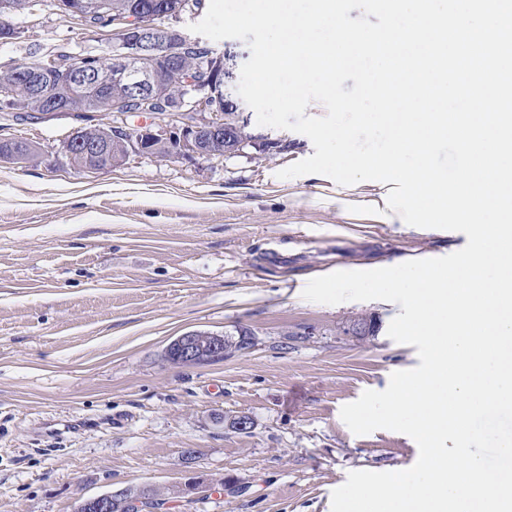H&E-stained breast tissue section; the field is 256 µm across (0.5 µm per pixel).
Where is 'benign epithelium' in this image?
Segmentation results:
<instances>
[{
  "instance_id": "1",
  "label": "benign epithelium",
  "mask_w": 512,
  "mask_h": 512,
  "mask_svg": "<svg viewBox=\"0 0 512 512\" xmlns=\"http://www.w3.org/2000/svg\"><path fill=\"white\" fill-rule=\"evenodd\" d=\"M117 26V44L107 56L99 85L113 87L117 94L112 99V107L136 104L141 112L154 111L155 105H164L159 98V89L167 84L182 90H189L199 82V72L184 65L187 59V40L183 34L172 26L156 24L151 18H142L128 13L126 17L114 21ZM166 64V69L158 63ZM221 65L209 68L205 76L208 95L224 93V122L207 121L191 123L180 132L176 129H139L135 136L124 127H112V141L122 146L129 153H146L147 145L152 149L168 148L171 155L204 157L208 138L224 133V143L234 152H240L250 145V140L236 121L235 113L241 111L240 99L230 96L223 90L229 80ZM252 346L244 343L232 348L226 346L222 333L209 332L204 336L193 330L183 333L167 347V353L182 364H202L224 356L230 350L249 351ZM112 501L108 492L96 497L78 501L77 512H105Z\"/></svg>"
}]
</instances>
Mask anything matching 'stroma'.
I'll return each instance as SVG.
<instances>
[{"mask_svg":"<svg viewBox=\"0 0 512 512\" xmlns=\"http://www.w3.org/2000/svg\"><path fill=\"white\" fill-rule=\"evenodd\" d=\"M8 21L0 68L73 63L111 49L113 31L36 6ZM255 146L211 157L132 155L78 170L65 112H0V140L42 160L0 161V512H74L79 499L191 478L206 495L179 512H331L350 472L417 460L407 435H354L340 418L363 391L418 366L388 335L400 305L302 298L335 271L449 255L465 234L407 225L374 181L342 186L279 170L313 155L304 134L237 113ZM274 150H266V143ZM375 336L346 335L357 317ZM257 345L204 365L170 362L184 332ZM254 420L241 434L227 423Z\"/></svg>","mask_w":512,"mask_h":512,"instance_id":"stroma-1","label":"stroma"}]
</instances>
